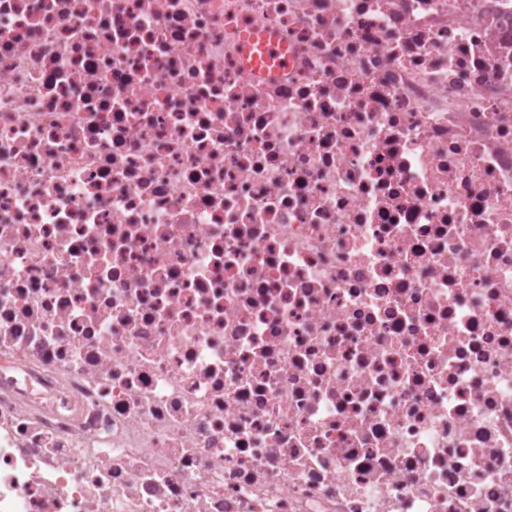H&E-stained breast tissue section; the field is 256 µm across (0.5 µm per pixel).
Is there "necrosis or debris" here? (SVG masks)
<instances>
[{"instance_id": "necrosis-or-debris-1", "label": "necrosis or debris", "mask_w": 512, "mask_h": 512, "mask_svg": "<svg viewBox=\"0 0 512 512\" xmlns=\"http://www.w3.org/2000/svg\"><path fill=\"white\" fill-rule=\"evenodd\" d=\"M0 512H512V0H0ZM242 54L246 59H251L247 70L252 75L266 74L268 68L273 66L274 72H277L288 63V56L284 54V50L267 33H246L242 42Z\"/></svg>"}]
</instances>
